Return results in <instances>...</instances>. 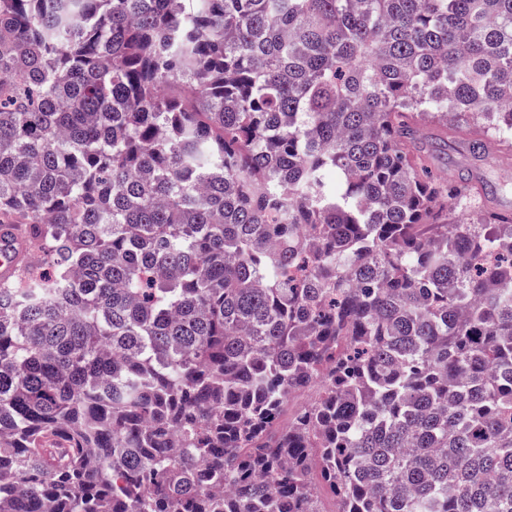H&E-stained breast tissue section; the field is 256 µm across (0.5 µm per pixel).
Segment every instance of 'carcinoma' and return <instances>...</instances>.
<instances>
[{
	"mask_svg": "<svg viewBox=\"0 0 512 512\" xmlns=\"http://www.w3.org/2000/svg\"><path fill=\"white\" fill-rule=\"evenodd\" d=\"M426 126L512 142V0H0V512H512V218ZM23 242L15 230L3 226L0 231V279L7 281L24 258Z\"/></svg>",
	"mask_w": 512,
	"mask_h": 512,
	"instance_id": "1",
	"label": "carcinoma"
}]
</instances>
